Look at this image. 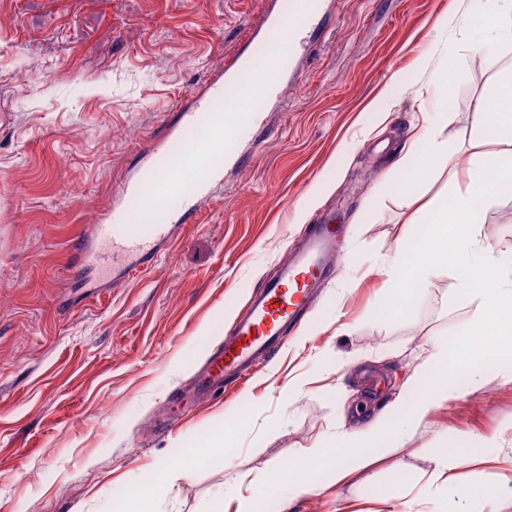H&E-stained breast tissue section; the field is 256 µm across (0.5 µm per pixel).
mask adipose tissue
Returning a JSON list of instances; mask_svg holds the SVG:
<instances>
[{
  "label": "adipose tissue",
  "instance_id": "ef3b65f1",
  "mask_svg": "<svg viewBox=\"0 0 512 512\" xmlns=\"http://www.w3.org/2000/svg\"><path fill=\"white\" fill-rule=\"evenodd\" d=\"M512 0H483L484 37L473 40V51L480 53L490 66L498 64L493 46L512 39V27L504 23L506 6ZM474 120L490 129L504 149L494 156H478L467 171L463 187L446 199L432 203L426 213L415 214V223L425 231L414 244L397 250L384 259L378 271L387 281L402 288H425L438 278L452 280L457 291L475 307V318L466 336L436 344L414 369L416 399L398 396L385 414L369 420L353 433H339L332 448H310L289 473L275 472L263 480L265 492L276 493L289 487L306 493L316 486L321 470L335 472L344 480L351 468L361 466L366 450L378 442L396 449L407 433L428 417L444 400L473 392L461 383V375L475 367L489 354L512 353V258H503L481 234L487 207L502 195L512 196V69H500L491 101H477ZM451 114L435 109L429 126L419 139V148L408 150L400 160L412 181L427 180L437 167L454 160L456 147L438 137ZM231 446L223 433H216L202 446L186 447L181 464L161 466L147 479L140 492L127 498L124 512H145L154 501L157 489L173 485L194 467L200 453L227 455Z\"/></svg>",
  "mask_w": 512,
  "mask_h": 512
}]
</instances>
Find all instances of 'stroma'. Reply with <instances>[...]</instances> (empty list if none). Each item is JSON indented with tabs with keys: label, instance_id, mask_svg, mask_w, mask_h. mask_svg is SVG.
<instances>
[{
	"label": "stroma",
	"instance_id": "obj_1",
	"mask_svg": "<svg viewBox=\"0 0 512 512\" xmlns=\"http://www.w3.org/2000/svg\"><path fill=\"white\" fill-rule=\"evenodd\" d=\"M276 3L0 0V512H120L149 471L217 431L233 456L204 455L163 491L164 512H213L230 488L253 512H398L404 497L414 512H512L510 355L345 482L325 471L315 492L256 494L272 467L381 412L432 341L467 332L474 308L451 280L403 291L369 269L421 232L411 200L444 199L498 149L472 115L498 74L476 71L459 19L479 0H328L329 39L313 35L299 78L264 99L256 148L176 244L116 288L96 287L79 252L184 98L266 52L256 33ZM448 51L463 105L441 135L456 164L412 184L397 161L434 101L412 64ZM330 209L343 232L311 314L249 378L199 390L238 312ZM484 218L512 256V197ZM477 452L492 461L463 468V487L429 486L432 457Z\"/></svg>",
	"mask_w": 512,
	"mask_h": 512
}]
</instances>
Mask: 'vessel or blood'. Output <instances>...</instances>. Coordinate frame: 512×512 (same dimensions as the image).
Instances as JSON below:
<instances>
[{
	"label": "vessel or blood",
	"instance_id": "1",
	"mask_svg": "<svg viewBox=\"0 0 512 512\" xmlns=\"http://www.w3.org/2000/svg\"><path fill=\"white\" fill-rule=\"evenodd\" d=\"M324 16L322 0H314L312 9L298 19L277 10L267 18L269 34L287 41L288 56L293 59L306 48L305 32L320 27ZM241 70V63H234L215 80L223 90V111H211L210 93L196 96L178 113L164 136L143 149L140 170L124 186L107 223L99 225L97 235L84 250L86 260L103 282L113 285L145 270L173 242L177 223L187 222L184 203L198 207L208 201L212 185L223 180L229 164L224 147L225 119L237 117L250 126L261 123V114L246 111L244 104L253 85H261L268 92L276 90L283 67L277 64L246 77ZM201 127L209 130L203 146L187 136L188 131ZM172 142L178 144L181 157L176 170L168 164V145ZM340 232L332 214L313 225L278 274L238 316L223 348L210 361L206 381L241 377L257 357L281 344L289 331L300 325L311 311L318 289L332 274Z\"/></svg>",
	"mask_w": 512,
	"mask_h": 512
}]
</instances>
